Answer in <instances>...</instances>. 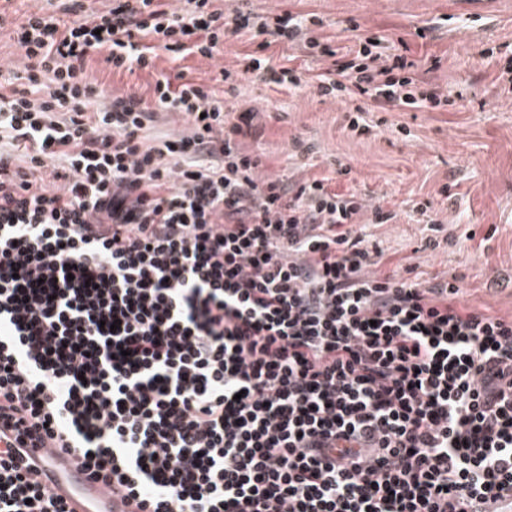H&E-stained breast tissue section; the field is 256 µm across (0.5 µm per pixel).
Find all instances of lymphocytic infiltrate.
<instances>
[{
    "label": "lymphocytic infiltrate",
    "mask_w": 512,
    "mask_h": 512,
    "mask_svg": "<svg viewBox=\"0 0 512 512\" xmlns=\"http://www.w3.org/2000/svg\"><path fill=\"white\" fill-rule=\"evenodd\" d=\"M0 70V512H69L26 448L70 449L150 512H493L512 497V319L413 267L380 274L367 232L394 211L330 175L264 171L254 78L374 110L447 103L381 38L236 0H45ZM257 45L204 85L180 68L151 99L87 78ZM327 60L274 67L276 44Z\"/></svg>",
    "instance_id": "lymphocytic-infiltrate-1"
}]
</instances>
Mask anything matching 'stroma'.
Masks as SVG:
<instances>
[{
	"mask_svg": "<svg viewBox=\"0 0 512 512\" xmlns=\"http://www.w3.org/2000/svg\"><path fill=\"white\" fill-rule=\"evenodd\" d=\"M266 15L291 10L323 18L324 33L349 42L350 23L364 35L404 39L413 57L438 60L434 82L448 93L443 109L369 112V134L347 127L350 104L311 91L291 92L258 80L241 81L227 106L254 108L256 131L244 141L263 152L269 172L297 180L350 167L339 189L384 203L397 213L368 226L384 251L379 273L414 267L421 280L455 281L463 303L512 316V94L497 77L512 63V0H252ZM430 26L429 39L416 31ZM253 47L249 32L225 39L213 58L187 57L191 77L205 83L219 68L237 70ZM173 63L113 72L103 55L90 59V81L150 97L157 72ZM429 205L422 215L421 205ZM436 218L438 229L428 220Z\"/></svg>",
	"mask_w": 512,
	"mask_h": 512,
	"instance_id": "1",
	"label": "stroma"
}]
</instances>
